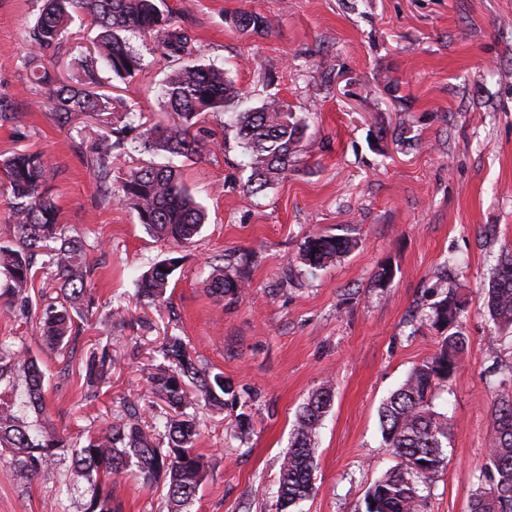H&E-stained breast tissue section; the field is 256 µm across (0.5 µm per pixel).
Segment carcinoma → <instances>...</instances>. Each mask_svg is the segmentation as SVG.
Listing matches in <instances>:
<instances>
[{
    "mask_svg": "<svg viewBox=\"0 0 512 512\" xmlns=\"http://www.w3.org/2000/svg\"><path fill=\"white\" fill-rule=\"evenodd\" d=\"M160 0H46L30 32V41L41 53L29 58L27 66L37 85L49 86V102L59 122L69 123L77 114L104 112L106 106L96 92L100 85L98 65L119 78L134 76L142 69V59L133 52L121 32L135 29L155 34L169 57L179 60L191 55L190 38L184 29L159 6ZM89 17L99 29L93 52L85 58L84 82L75 86L62 82L42 63L44 52L62 46L72 14ZM243 30L256 33L267 28L265 17L244 12L236 20ZM162 96L176 115L167 126H149L134 108L123 106L124 117L112 124L111 134L97 142L95 175L107 186L111 177L113 150L130 141L147 152L167 153L191 160L202 143L192 133L205 112H224L241 97L224 74L212 65L187 63L166 78ZM231 121L248 158V189L262 192L284 178L292 158L306 137L307 126L288 106L273 98L259 108L235 112ZM8 191L18 201V222L12 238L0 244V272L8 284L12 303L30 307V290L35 277V259L44 261L60 281L62 301L49 304L40 317L45 340L65 347L78 333L71 313L80 314L87 300L85 247L77 237H69L59 224L55 202L41 188L50 176L43 155L16 152L0 159ZM117 198L129 205L139 223L167 241L182 245L192 242L204 223L203 208L189 195L176 168L147 165L130 172ZM353 246L348 236H309L303 244V259L312 269H321ZM177 259L150 266L138 280L140 297L161 305L166 302L170 278ZM248 255L226 254L224 264L212 267L208 291L212 295L236 294L246 282ZM487 309L500 328L512 329V249L501 254L487 289ZM465 303L453 292L435 304L433 324L450 330L439 353L414 367L403 385L382 404L379 419L386 447L398 459L368 490L365 512H423L419 482L436 473L444 464L448 426L444 416L433 409L431 391L436 382L447 380L457 370L466 338L457 331ZM159 354L164 363L147 367L149 391L161 398L168 411L144 428L136 414L124 424L109 425L89 435L74 448L67 436L44 426L32 427L21 408L42 413L44 390L42 372L28 353L0 343V447L10 448L16 457V473L22 478L38 476L70 454L73 475L91 483V495L84 512H122L102 479L118 476L133 467L149 484H160L173 512H183L203 481L205 464L195 452L198 436L196 414L191 409L200 401L224 405L228 391L224 374H212L198 367L186 344L178 336L167 339ZM112 365V354L104 347L91 353L84 364L89 387L102 381ZM332 402L331 389L312 393L299 412L288 453L280 466L278 510L289 509L313 493L314 437ZM491 420L493 436L488 448L487 469L494 485L475 495L470 512H512V392L497 394Z\"/></svg>",
    "mask_w": 512,
    "mask_h": 512,
    "instance_id": "1",
    "label": "carcinoma"
}]
</instances>
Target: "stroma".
I'll list each match as a JSON object with an SVG mask.
<instances>
[{"label":"stroma","mask_w":512,"mask_h":512,"mask_svg":"<svg viewBox=\"0 0 512 512\" xmlns=\"http://www.w3.org/2000/svg\"><path fill=\"white\" fill-rule=\"evenodd\" d=\"M43 3L0 0V104L10 111L0 120V155L46 158L59 221L84 242L94 299L76 340L57 351L38 331L39 311L10 307L0 274V341L27 350L43 371V421L74 438L133 411L152 423L163 403L143 370L166 337L178 336L198 366L233 388L223 408L196 410L195 448L207 466L188 512H277L297 414L325 385L332 405L317 432L314 492L297 512H365L368 489L397 463L379 408L438 352L444 332L433 306L453 290L466 303V347L455 375L433 392L448 419L447 460L421 493L424 512H470L475 493L491 485L493 401L500 383L512 384V334L491 320L485 298L512 246V0H165L196 60L223 68L241 91L239 109L275 96L308 126L287 176L254 194L228 113L204 115L200 154L175 160L207 212L183 246L153 237L105 194L84 118L60 126L47 89L34 83L25 60ZM244 11L264 16L267 29L239 30ZM96 35L75 16L48 67L76 83ZM126 38L142 69L125 80L101 71L100 93L113 108L139 104L148 124L173 122L161 88L176 61L154 37ZM314 234L357 245L313 272L301 250ZM233 251L256 255L247 284L212 296L209 272ZM166 258L177 268L167 304L157 306L139 297L137 281ZM386 263L393 276L381 285ZM116 308L124 321H111ZM102 347L112 370L92 392L83 361ZM242 412L251 418L243 434ZM15 467L12 450L0 447V512H83L68 462L24 482L12 479ZM108 485L124 512H168L165 489L134 471Z\"/></svg>","instance_id":"stroma-1"}]
</instances>
